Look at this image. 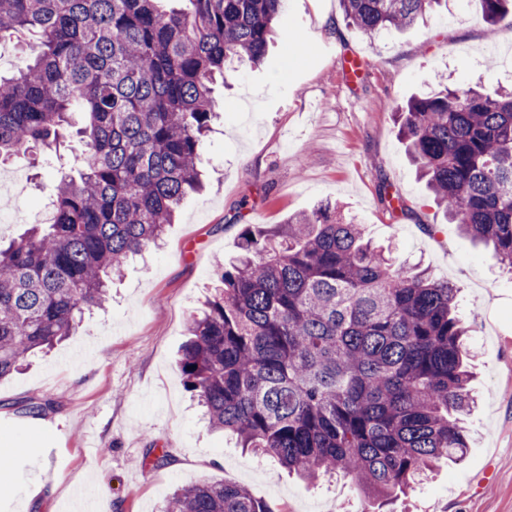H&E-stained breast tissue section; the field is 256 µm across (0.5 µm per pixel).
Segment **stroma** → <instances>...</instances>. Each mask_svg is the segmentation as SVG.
I'll use <instances>...</instances> for the list:
<instances>
[{
	"label": "stroma",
	"instance_id": "1",
	"mask_svg": "<svg viewBox=\"0 0 512 512\" xmlns=\"http://www.w3.org/2000/svg\"><path fill=\"white\" fill-rule=\"evenodd\" d=\"M336 22L327 33L322 17ZM496 43L500 58L484 49ZM358 54L348 77L336 58ZM512 85V25L488 28L476 0H443L405 32L369 39L348 25L339 0H288L273 44L215 85L220 115L202 142L204 188L189 196L161 248L136 258L93 311L55 349L31 354L0 381V448L13 465L0 475V512H69L82 487L109 512H161L179 485L222 480L248 488L271 512H361L350 480L310 484L276 462L212 432L184 384L177 359L190 316L209 295L215 261L239 252L244 225L271 226L341 205L397 261L419 263L460 289L474 332L478 404L466 419L469 448L393 499V512H512V272L491 248L450 224L409 162L391 113L437 86ZM83 144L30 152L0 167L20 175L24 196L0 189L10 238L47 214L61 176L81 166ZM405 213H392L387 196ZM27 401L51 402L38 418ZM165 465L154 466L160 452ZM496 483L484 488L486 472Z\"/></svg>",
	"mask_w": 512,
	"mask_h": 512
}]
</instances>
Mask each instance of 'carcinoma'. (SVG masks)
<instances>
[{
	"instance_id": "1",
	"label": "carcinoma",
	"mask_w": 512,
	"mask_h": 512,
	"mask_svg": "<svg viewBox=\"0 0 512 512\" xmlns=\"http://www.w3.org/2000/svg\"><path fill=\"white\" fill-rule=\"evenodd\" d=\"M0 0V42L37 40L0 74V164L57 149L72 114L87 150L52 213L0 246V379L109 302L112 277L158 245L198 187L213 86L263 58L286 0ZM441 0H342L373 38ZM490 26L512 0H477ZM437 202L512 270V89L431 91L395 112ZM179 360L210 427L308 482L354 478L368 512L469 447L474 404L458 288L396 266L330 202L241 232ZM163 512H271L244 486L181 487Z\"/></svg>"
}]
</instances>
